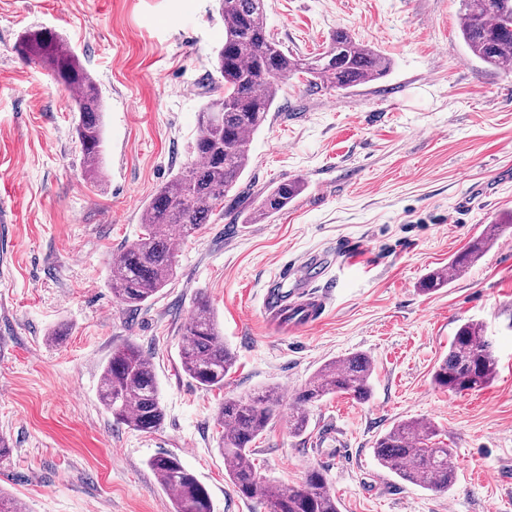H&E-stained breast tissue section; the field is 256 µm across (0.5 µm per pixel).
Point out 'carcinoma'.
Wrapping results in <instances>:
<instances>
[{"label":"carcinoma","mask_w":512,"mask_h":512,"mask_svg":"<svg viewBox=\"0 0 512 512\" xmlns=\"http://www.w3.org/2000/svg\"><path fill=\"white\" fill-rule=\"evenodd\" d=\"M459 32L471 55L498 69L512 63V0H460ZM265 0H218L224 21V43L216 50L214 71L224 94L202 106L193 160L160 185L144 208L141 235L112 255L108 285L117 304L140 309L166 287L175 273L173 235L187 236L211 223L224 197L239 184L250 162L249 138L266 121L286 80L303 75L308 86L349 91L383 77L390 59L378 50L337 30L323 51L293 55L274 38L265 22ZM20 57L49 70L65 87L77 91L76 132L82 146L87 179L100 181L104 151L103 112L92 74L57 32L42 28L21 35ZM304 190L299 181L281 182L264 190L249 215L254 224L285 208ZM503 225L488 224L458 253L448 269L435 270L421 282L432 292L446 286L493 246ZM181 363L185 374L205 390L224 388L235 355L224 344L217 314L200 295L182 332ZM497 359L492 339L479 323L461 325L446 355L435 367L433 382L451 393L478 391L493 379ZM373 362L364 353L325 361L292 398L293 433L308 426L307 406L334 394L359 402L372 393ZM100 398L114 420L142 432L157 429L165 413L150 356L136 344L112 351L103 369ZM282 403L275 389L228 398L219 408V449L228 475L244 499L264 502L269 512H340L336 495L318 469L299 485L273 486L261 478L252 458V444L267 429ZM430 421L410 419L381 436L374 455L379 465L412 485L447 493L457 474L448 467L449 450L436 442ZM149 465L160 485L173 494L174 512H210L207 493L182 462L169 454Z\"/></svg>","instance_id":"carcinoma-1"}]
</instances>
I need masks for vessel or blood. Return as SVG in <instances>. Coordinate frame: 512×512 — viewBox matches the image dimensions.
Instances as JSON below:
<instances>
[{"instance_id": "obj_1", "label": "vessel or blood", "mask_w": 512, "mask_h": 512, "mask_svg": "<svg viewBox=\"0 0 512 512\" xmlns=\"http://www.w3.org/2000/svg\"><path fill=\"white\" fill-rule=\"evenodd\" d=\"M327 269V257L308 253L284 265L276 287L268 289L263 307L275 326L306 331L319 324L327 307L326 299L313 292L312 284Z\"/></svg>"}]
</instances>
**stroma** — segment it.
Instances as JSON below:
<instances>
[{
	"instance_id": "obj_1",
	"label": "stroma",
	"mask_w": 512,
	"mask_h": 512,
	"mask_svg": "<svg viewBox=\"0 0 512 512\" xmlns=\"http://www.w3.org/2000/svg\"><path fill=\"white\" fill-rule=\"evenodd\" d=\"M459 0H266L282 46L309 54L343 28L391 61L349 92L288 80L250 143V163L210 224L181 239L176 275L136 314L112 299L109 260L141 232L154 191L192 160L197 113L217 97L215 0H0V436L12 449L0 489L28 512H174L149 466L177 456L211 512H267L238 496L219 450L227 397L279 387L284 402L254 445L261 476L301 484L322 470L340 512H512V75L472 58ZM61 34L104 104L103 182L84 176L69 90L16 51L28 30ZM284 180L303 192L246 223L259 193ZM496 244L445 288L447 267L485 225ZM325 249L338 258L318 288L322 321L276 333L262 306L283 262ZM206 295L236 363L223 389L184 373L182 331ZM482 323L493 381L452 394L432 375L458 327ZM57 328L66 334L51 342ZM153 358L165 418L146 433L116 423L99 398L115 348ZM374 363L367 402L335 395L294 435L292 396L326 360ZM409 419L434 423L457 482L447 493L382 469L376 440ZM341 430L337 447L331 431Z\"/></svg>"
}]
</instances>
